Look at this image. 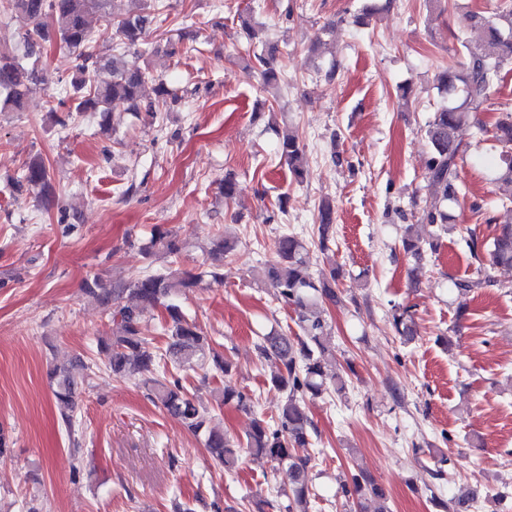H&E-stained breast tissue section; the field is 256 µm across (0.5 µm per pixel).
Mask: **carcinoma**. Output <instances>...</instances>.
<instances>
[{"instance_id":"1","label":"carcinoma","mask_w":512,"mask_h":512,"mask_svg":"<svg viewBox=\"0 0 512 512\" xmlns=\"http://www.w3.org/2000/svg\"><path fill=\"white\" fill-rule=\"evenodd\" d=\"M128 2L131 7L119 15L107 11V0H5V8L22 25L26 55H41L43 43L54 40L81 61L69 81L68 99L73 111L104 115L111 112L114 103L120 102L126 105L127 111L137 115L143 111H156L158 104H167V99L172 96L167 82L153 77L145 69L128 66L119 57L97 53L88 23L90 15L98 14L103 24L114 29L127 48L138 49L145 42L153 17L147 12L146 0ZM471 22L485 33V39L475 47L463 45L465 61L439 76V86L448 94V104L433 113L426 129L430 146L427 168L439 193L424 210V219L438 225L443 232L447 231L448 203L456 201L459 195L457 166L461 148L457 132L472 123L476 114L486 108L503 71L512 66V7L492 16L474 12ZM250 61L260 71L264 89L278 88L281 71L273 57L263 51L255 52ZM43 81L42 72L25 67L14 56L0 51V112L22 110L33 88ZM150 81L155 83L154 103H147L143 98V88ZM275 133L280 161L288 165L296 182H304L307 170L303 163V147L297 136L287 129H277ZM493 137L501 146L496 176L502 191L500 205L512 209V111L499 114ZM24 181L41 193L50 188L49 170L43 161L34 158L28 163ZM317 221L318 247L324 251L328 249L335 221L331 201L322 200ZM401 246L415 261L412 276L416 279L423 270L425 255L438 250L439 238L424 241L410 224L405 228ZM467 247L478 262V278L454 282V288L462 295L491 281L488 268L512 267V224L496 225L489 242L470 238ZM180 252L176 237L157 228L145 255L150 260L162 255L166 264L161 268L118 285L107 284L98 278L84 281V293L122 323L120 335L98 342L102 365L116 380L138 381L150 401L190 431L207 430L205 447L225 471L235 470L243 449L257 458L288 466L292 488L291 494L287 495L286 512H309L308 470L312 454L308 446L315 427L307 413L306 400L332 391L341 396L347 389L346 378L328 369L333 355L322 341L328 327L323 316V298L332 299L335 293L327 279H316L310 272V257L302 236L289 229L280 233L265 258L267 282L276 299L293 307L301 335L292 338L271 330L258 338L256 350L259 357H272L280 363L279 372L271 376L269 384L282 394V403L275 421L269 423L256 418L245 440L234 441L221 431L206 429L207 407L195 402L179 379L169 376L170 364L178 369H203L224 379L220 404L243 411L254 408L252 397L227 380L233 371L232 363L171 302L179 291L195 288L201 282V275L176 266ZM159 305L166 311L168 340L165 347L152 350V339L142 330V316ZM392 319L399 336L406 342L413 340L411 309L393 307ZM49 379L60 419L72 432L77 394L85 378L76 376L69 366L55 365L49 372ZM341 490L344 496L353 499L366 496L379 501L387 499L380 485L371 481L363 483L355 476L345 480ZM475 497V491L469 490L447 500L434 495L432 501L441 512H470Z\"/></svg>"}]
</instances>
